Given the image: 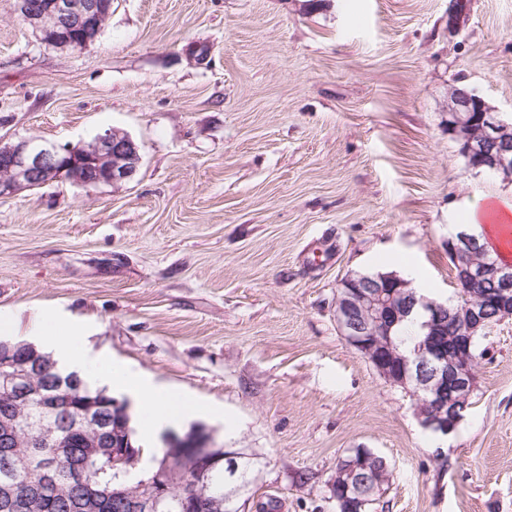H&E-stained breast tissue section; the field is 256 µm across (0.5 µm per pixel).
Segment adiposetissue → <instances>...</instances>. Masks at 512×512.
Returning <instances> with one entry per match:
<instances>
[{"label":"adipose tissue","instance_id":"1","mask_svg":"<svg viewBox=\"0 0 512 512\" xmlns=\"http://www.w3.org/2000/svg\"><path fill=\"white\" fill-rule=\"evenodd\" d=\"M27 333L51 348L64 368L79 371L91 384L131 397L136 404L142 442H153L165 428L183 424L202 413L196 403L183 395L145 381L124 365L91 355L83 332L55 318H34Z\"/></svg>","mask_w":512,"mask_h":512}]
</instances>
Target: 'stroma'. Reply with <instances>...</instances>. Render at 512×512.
Here are the masks:
<instances>
[{"mask_svg": "<svg viewBox=\"0 0 512 512\" xmlns=\"http://www.w3.org/2000/svg\"><path fill=\"white\" fill-rule=\"evenodd\" d=\"M112 0L100 37L41 44L0 0V140L136 143L135 179L0 198V315L56 316L94 352L186 395L244 453L242 512H333L352 448L384 457L376 512H512V319L483 341L455 432L341 335L346 276L415 273L455 298L448 240L512 176L476 172L448 133L475 89L512 118V0Z\"/></svg>", "mask_w": 512, "mask_h": 512, "instance_id": "1", "label": "stroma"}]
</instances>
